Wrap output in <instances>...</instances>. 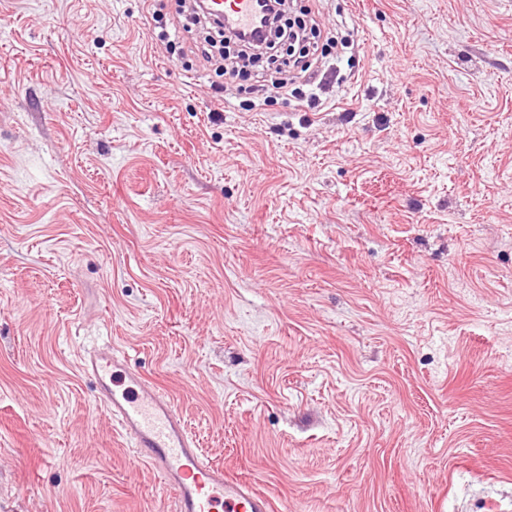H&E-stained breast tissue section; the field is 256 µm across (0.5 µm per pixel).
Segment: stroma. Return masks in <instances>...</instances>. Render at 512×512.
<instances>
[{
  "label": "stroma",
  "mask_w": 512,
  "mask_h": 512,
  "mask_svg": "<svg viewBox=\"0 0 512 512\" xmlns=\"http://www.w3.org/2000/svg\"><path fill=\"white\" fill-rule=\"evenodd\" d=\"M319 100L0 0V512H170L81 372L109 344L275 512H512V0H289Z\"/></svg>",
  "instance_id": "obj_1"
}]
</instances>
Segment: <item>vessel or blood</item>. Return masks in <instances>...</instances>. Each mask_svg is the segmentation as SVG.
Here are the masks:
<instances>
[{
	"instance_id": "1",
	"label": "vessel or blood",
	"mask_w": 512,
	"mask_h": 512,
	"mask_svg": "<svg viewBox=\"0 0 512 512\" xmlns=\"http://www.w3.org/2000/svg\"><path fill=\"white\" fill-rule=\"evenodd\" d=\"M225 29L264 32L261 0H210ZM81 372L92 380L98 402L112 414L137 455L173 494L172 512H273L270 499L207 462L172 400L111 347L87 351Z\"/></svg>"
}]
</instances>
